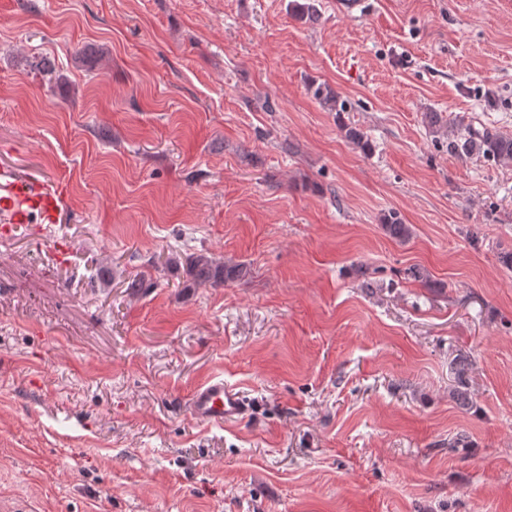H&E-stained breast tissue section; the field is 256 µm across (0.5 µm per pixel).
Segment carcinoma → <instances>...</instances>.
<instances>
[{
	"label": "carcinoma",
	"instance_id": "1",
	"mask_svg": "<svg viewBox=\"0 0 512 512\" xmlns=\"http://www.w3.org/2000/svg\"><path fill=\"white\" fill-rule=\"evenodd\" d=\"M313 97L328 111L342 113L347 111V101L322 85L311 87ZM427 126L437 141H445L448 153L457 156L479 154L482 157L501 163L512 161V137L493 134L485 129L480 130L471 125L464 127L450 126L442 120L438 112L427 115ZM345 138L362 152L371 151V144L359 129L345 123L340 124ZM383 228L389 236L405 240L411 236V228L403 223L398 213L392 211L385 216ZM188 271L190 276L200 283H224L241 279L247 274L244 264L226 265L206 253H198L189 258Z\"/></svg>",
	"mask_w": 512,
	"mask_h": 512
}]
</instances>
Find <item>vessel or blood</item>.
Here are the masks:
<instances>
[{
	"label": "vessel or blood",
	"mask_w": 512,
	"mask_h": 512,
	"mask_svg": "<svg viewBox=\"0 0 512 512\" xmlns=\"http://www.w3.org/2000/svg\"><path fill=\"white\" fill-rule=\"evenodd\" d=\"M64 200L62 189L0 171V211L9 214L13 227L30 223L36 217L55 221ZM188 407L195 419L206 423L236 420L247 412L243 397L219 377L194 388Z\"/></svg>",
	"instance_id": "obj_1"
}]
</instances>
